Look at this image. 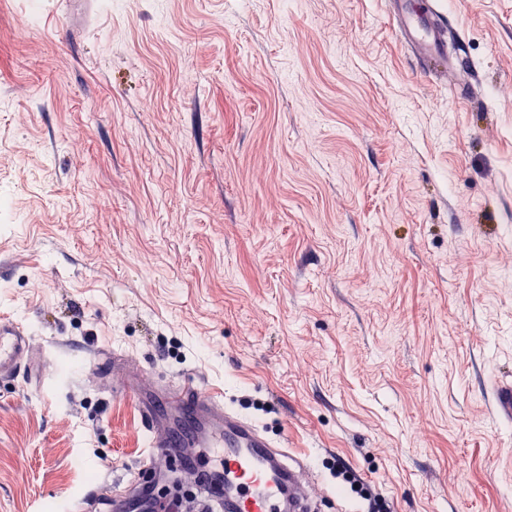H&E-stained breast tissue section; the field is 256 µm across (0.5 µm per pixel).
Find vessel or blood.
Wrapping results in <instances>:
<instances>
[{
	"mask_svg": "<svg viewBox=\"0 0 512 512\" xmlns=\"http://www.w3.org/2000/svg\"><path fill=\"white\" fill-rule=\"evenodd\" d=\"M388 16L401 44L426 68H448L460 59L448 54V26L427 0H388ZM31 336L23 323L0 317V380H16L29 364ZM105 369L121 373L113 394L137 409L149 435L150 460L170 448H215L224 464L223 487L209 498L227 512H309L321 486L313 468L289 460L282 443L225 404L222 393L203 390L195 371L178 381L162 382L148 395L136 379L138 365L125 355L100 347L95 351ZM498 413L512 420V378L492 388ZM123 494L101 485L92 495L67 502L66 512H92L96 504H120Z\"/></svg>",
	"mask_w": 512,
	"mask_h": 512,
	"instance_id": "1",
	"label": "vessel or blood"
}]
</instances>
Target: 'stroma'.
Masks as SVG:
<instances>
[{
  "label": "stroma",
  "instance_id": "obj_1",
  "mask_svg": "<svg viewBox=\"0 0 512 512\" xmlns=\"http://www.w3.org/2000/svg\"><path fill=\"white\" fill-rule=\"evenodd\" d=\"M468 77L386 0H0V512L138 475L86 353L203 386L364 512H512V0H434ZM35 12L21 34L15 16ZM388 16L401 44L426 68H448L460 58H448V24L424 0H388ZM32 337L23 323L0 317V380L15 381L22 368L30 366L29 345ZM500 417L512 420V378L498 380L492 388Z\"/></svg>",
  "mask_w": 512,
  "mask_h": 512
}]
</instances>
